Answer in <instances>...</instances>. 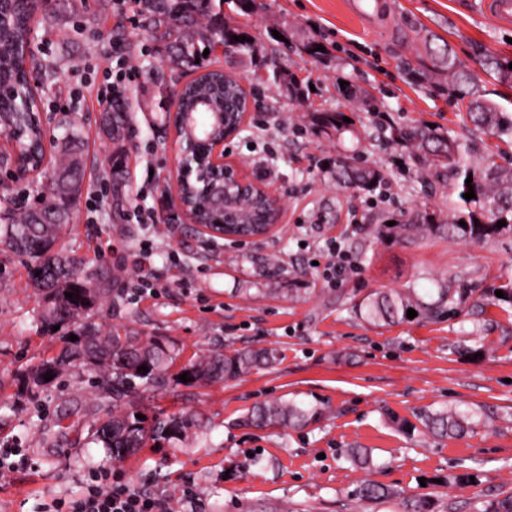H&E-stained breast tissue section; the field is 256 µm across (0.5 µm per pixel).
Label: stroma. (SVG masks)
I'll use <instances>...</instances> for the list:
<instances>
[{
    "instance_id": "35a3bbf8",
    "label": "stroma",
    "mask_w": 512,
    "mask_h": 512,
    "mask_svg": "<svg viewBox=\"0 0 512 512\" xmlns=\"http://www.w3.org/2000/svg\"><path fill=\"white\" fill-rule=\"evenodd\" d=\"M261 2L248 15L226 6L224 18L309 90L298 99L279 81L254 85L253 67L215 57L214 67L255 95L224 159L246 177L265 178L284 204L270 235L221 246L175 220L168 174L178 145L158 90L176 76L130 4L115 0L104 9L100 0H77L32 24L36 66L51 74L40 90L46 128L53 140L75 132L83 144V186L58 246L85 271L105 268L112 278L91 322L165 337L184 360L215 349L279 354L276 366L237 379L142 393L137 405L147 417L184 414L197 425L182 442L144 448L116 472L159 496L191 488L194 512H403L401 498L423 491L433 512H469L466 498L512 492V305L489 302L512 284V237L380 235L400 213L459 203L451 180L424 171L383 129L426 125L512 165V143L474 127L446 79H429L433 61L424 47L436 35L481 73L488 54L512 64V28L493 27L478 11L481 0H380L372 25L352 15L346 0ZM312 37L323 55L302 51ZM116 48L136 59L137 75L118 77ZM345 81L371 93L373 111L343 93ZM116 91L132 125L119 143L98 126L103 98ZM316 112L345 113L351 127L339 136L312 126ZM354 152L384 174L372 192L345 188L332 174L337 157ZM334 241L358 270L331 287L323 273ZM29 267L0 244V448L24 456L0 478V512H41L52 499L78 495L83 475L107 465L105 448L88 440L112 408L99 391V371L77 366L46 386L24 385L26 370L60 344L41 319ZM144 273L160 284L159 294L137 293ZM462 285L474 298L450 320L374 326L356 308L373 293L414 288L431 301L439 289ZM275 400L318 404L324 414L304 428L244 422L249 408ZM450 405L471 415L465 436L438 439L399 425ZM351 448L368 449L372 466H354ZM367 482L394 489L396 498L361 500Z\"/></svg>"
}]
</instances>
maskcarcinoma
<instances>
[{
    "label": "carcinoma",
    "mask_w": 512,
    "mask_h": 512,
    "mask_svg": "<svg viewBox=\"0 0 512 512\" xmlns=\"http://www.w3.org/2000/svg\"><path fill=\"white\" fill-rule=\"evenodd\" d=\"M141 12L149 22L154 42L166 50L169 70L178 72L194 67H206V49L216 43L240 35L226 24L221 5L215 0H140ZM39 11L37 0H13L0 17V87L10 97L0 98V135L16 127L24 130V138L40 137V129L32 124L26 112L36 109L35 98L26 80V69L33 59L25 55V43L30 21ZM436 74L448 80V92L458 94L471 121L498 138L512 139V112L487 98L478 76L454 54L448 43L430 49ZM206 99L216 112H242L245 93L241 86L220 69L208 71L202 79L185 88L178 111L195 109ZM344 114L323 113L315 118L316 125L342 133L348 128ZM129 120L128 108L109 101L100 113L102 134L114 141L121 140ZM389 139L408 146L428 169L446 171L455 181L454 190L462 198L463 208L448 211L444 219L435 211L420 209L410 216L400 215L396 224L386 231L396 238H417L444 235L452 240H492L512 234V168L498 164L491 156L479 154L465 139L448 138L427 126L397 130L389 127ZM82 152L76 136H71L60 151L55 165L50 200L39 208L21 205L9 207V217L0 224V244L14 254L29 259L33 286L43 292L46 308L43 319L49 326L80 324L78 340L61 337L64 346L58 355L46 360L32 371L29 383L38 387L47 384L44 375L55 377L61 369L79 361L91 365L106 375L101 392L112 397V413L97 420L90 441L106 448L114 463H121L149 444L179 440L194 423L188 416L155 418L152 423L139 419L140 410L133 404L139 390L165 389L170 383H181L185 373L191 383H220L251 373L254 369L275 363L272 349H252L226 354L211 351L199 355L171 374L178 353L161 336H141L126 325H113L105 333L94 325H84V315L102 305L109 296V276L100 272L94 277L82 274V263L61 252H53L54 243L72 214V195L68 186L81 181ZM336 181L346 187L369 191L380 182L382 174L364 164L360 155L336 164ZM473 178L472 187L466 179ZM474 190L475 197L467 200L463 194ZM465 222L466 226L459 225ZM505 226L497 227V222ZM72 293L67 298L65 293ZM472 295L470 288L445 289L437 305L424 302L413 289L377 294L359 304L364 318L376 325H391L407 317L408 309L421 318L454 317L458 306ZM145 365L148 371L138 367ZM322 410L291 400H276L252 407L247 420L260 426L288 425L305 427L318 421ZM429 432L443 436H458L467 430L468 413L450 407L420 417ZM360 495L369 501H384L392 492L375 483H367ZM473 512H512V493L502 492L486 497Z\"/></svg>",
    "instance_id": "cac0c4a2"
}]
</instances>
